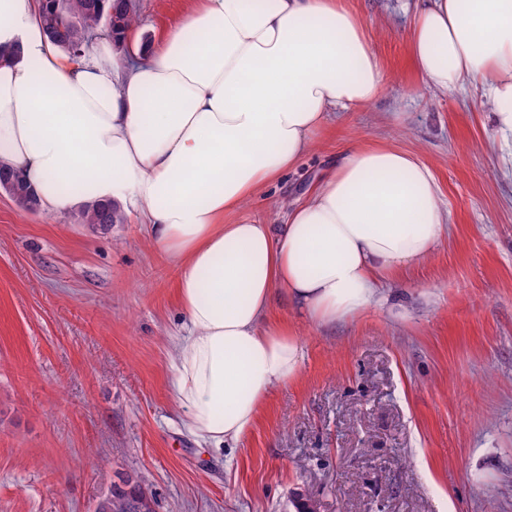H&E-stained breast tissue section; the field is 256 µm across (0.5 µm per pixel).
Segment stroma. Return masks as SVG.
I'll return each mask as SVG.
<instances>
[{
    "label": "stroma",
    "instance_id": "35a3bbf8",
    "mask_svg": "<svg viewBox=\"0 0 512 512\" xmlns=\"http://www.w3.org/2000/svg\"><path fill=\"white\" fill-rule=\"evenodd\" d=\"M134 2L143 43L191 5ZM350 5L385 92L337 113L240 215L281 230L277 200L305 201L348 144H384L430 167L447 236L357 318L318 328L277 297L302 373L215 451L171 402L176 270L138 216L93 228L0 190V512H93L117 476L141 472L155 512H295L303 491L321 512H512V167L479 97L424 89L415 0Z\"/></svg>",
    "mask_w": 512,
    "mask_h": 512
}]
</instances>
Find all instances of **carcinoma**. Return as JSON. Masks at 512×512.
Returning a JSON list of instances; mask_svg holds the SVG:
<instances>
[{
    "label": "carcinoma",
    "instance_id": "cac0c4a2",
    "mask_svg": "<svg viewBox=\"0 0 512 512\" xmlns=\"http://www.w3.org/2000/svg\"><path fill=\"white\" fill-rule=\"evenodd\" d=\"M39 21L50 41L73 56L89 48L104 27L108 35L119 43L136 23L131 0H42ZM0 189L10 195L23 210L40 209L38 195L32 186L12 172H1ZM79 222L92 227L98 224H122L125 214L115 202H99L87 206L78 215ZM148 477L127 474L112 482L108 492L95 504L94 512H154L152 501L144 491ZM297 512H319L320 504L312 493L296 494Z\"/></svg>",
    "mask_w": 512,
    "mask_h": 512
}]
</instances>
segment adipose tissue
<instances>
[{
	"label": "adipose tissue",
	"instance_id": "ef3b65f1",
	"mask_svg": "<svg viewBox=\"0 0 512 512\" xmlns=\"http://www.w3.org/2000/svg\"><path fill=\"white\" fill-rule=\"evenodd\" d=\"M192 2L150 50L74 57L31 0H0V163L46 211L115 201L143 215L176 265L173 401L218 450L300 376L303 342L270 319L275 294L318 327L360 316L434 253L449 217L428 166L354 143L279 235L229 220L310 152L331 112L380 97L387 74L347 0ZM408 40L426 90L479 92L512 160V0H420Z\"/></svg>",
	"mask_w": 512,
	"mask_h": 512
}]
</instances>
